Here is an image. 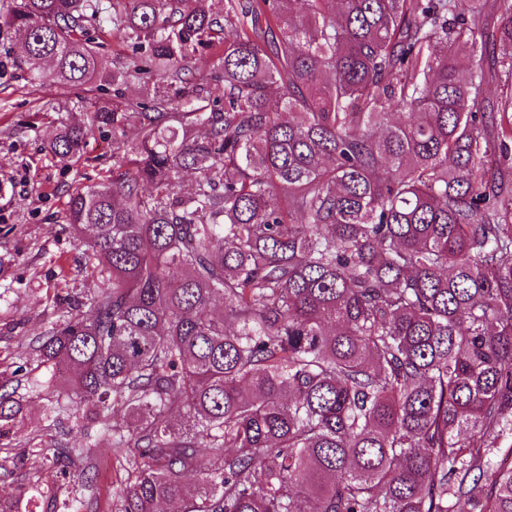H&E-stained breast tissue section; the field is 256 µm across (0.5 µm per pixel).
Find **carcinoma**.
I'll return each mask as SVG.
<instances>
[{
  "label": "carcinoma",
  "instance_id": "obj_1",
  "mask_svg": "<svg viewBox=\"0 0 512 512\" xmlns=\"http://www.w3.org/2000/svg\"><path fill=\"white\" fill-rule=\"evenodd\" d=\"M92 21L129 49L110 69ZM5 23L32 84L112 88L48 144L107 142L112 180L67 208L103 287L33 345L136 449L119 512H512V0H10Z\"/></svg>",
  "mask_w": 512,
  "mask_h": 512
}]
</instances>
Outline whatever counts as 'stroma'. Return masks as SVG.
I'll return each instance as SVG.
<instances>
[{"mask_svg": "<svg viewBox=\"0 0 512 512\" xmlns=\"http://www.w3.org/2000/svg\"><path fill=\"white\" fill-rule=\"evenodd\" d=\"M21 49L14 33L0 24V378L19 402L16 418L0 428V512H63L80 498L81 512H116L113 492L121 470L112 459L106 424L75 410L69 420L72 444L86 449L96 467L93 491L78 482L79 464L69 479H59L60 464L52 453L32 455L31 445L53 443L44 410L54 392L37 391L34 379L47 377L31 340L60 320L59 295L90 298L99 278L90 275L85 237L61 232L70 194L96 185L112 174L102 157L99 136H90L82 155L56 157L46 145L68 110L82 94L75 87L43 93L27 80L20 66Z\"/></svg>", "mask_w": 512, "mask_h": 512, "instance_id": "1", "label": "stroma"}]
</instances>
